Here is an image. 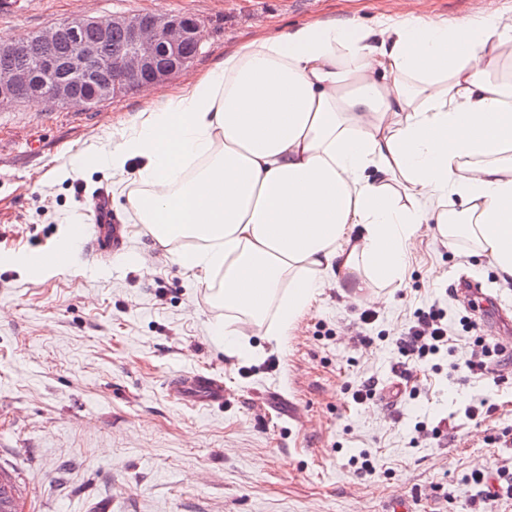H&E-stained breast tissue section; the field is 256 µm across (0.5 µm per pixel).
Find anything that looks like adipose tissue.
I'll return each mask as SVG.
<instances>
[{"instance_id": "adipose-tissue-1", "label": "adipose tissue", "mask_w": 512, "mask_h": 512, "mask_svg": "<svg viewBox=\"0 0 512 512\" xmlns=\"http://www.w3.org/2000/svg\"><path fill=\"white\" fill-rule=\"evenodd\" d=\"M512 9L311 21L238 44L60 170L131 172L127 209L222 313L284 337L326 279L374 301L422 225L512 279Z\"/></svg>"}]
</instances>
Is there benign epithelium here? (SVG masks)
<instances>
[{
    "label": "benign epithelium",
    "mask_w": 512,
    "mask_h": 512,
    "mask_svg": "<svg viewBox=\"0 0 512 512\" xmlns=\"http://www.w3.org/2000/svg\"><path fill=\"white\" fill-rule=\"evenodd\" d=\"M85 27L98 29L104 37L115 27H124L128 30V45L112 57L111 67L114 73L132 79L137 90L157 88L171 76L185 71L191 60L178 57L177 52L185 42L194 40L198 31L196 19L187 14H137L114 16L110 19L85 17L63 20L40 31L37 40L52 44L65 34L76 39ZM0 54L24 57L28 54V42H1ZM92 65L93 58L90 54L77 48L65 64L68 78L64 81L54 79L59 63L50 58H42L30 66L3 70L0 72V105L13 103L28 96L38 79L49 77L51 83L37 102L88 107L94 99L75 94L73 82L86 78Z\"/></svg>",
    "instance_id": "benign-epithelium-1"
}]
</instances>
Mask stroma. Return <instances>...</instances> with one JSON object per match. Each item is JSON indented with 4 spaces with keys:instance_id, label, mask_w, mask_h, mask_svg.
Instances as JSON below:
<instances>
[{
    "instance_id": "stroma-1",
    "label": "stroma",
    "mask_w": 512,
    "mask_h": 512,
    "mask_svg": "<svg viewBox=\"0 0 512 512\" xmlns=\"http://www.w3.org/2000/svg\"><path fill=\"white\" fill-rule=\"evenodd\" d=\"M155 0H17L0 15V39L23 38L66 19L151 13ZM207 34L169 92L207 71L237 44L314 19L371 20L394 0H167ZM147 97L134 90L95 107H0V468L14 479L23 512H466L467 477L512 457V364L501 379L457 382L452 366L474 336L512 337V287L472 241L448 247L422 232L400 287L380 289L376 320L363 302L327 282L285 341L242 325L253 356L230 357L212 334L216 311L190 272L132 215L110 258L83 245L51 269L29 252L55 250L70 223L88 224L100 195L124 201L130 175L86 168L55 177L96 140L129 130ZM476 288L485 308L468 331L457 297ZM446 312L452 355L439 372L413 373L408 392L368 407L349 389L396 374V340L417 309ZM373 336L355 344L358 332ZM222 376L224 402L185 406L170 391L180 374ZM490 412L471 421L466 404ZM439 427L417 436L411 418ZM369 452L375 474L351 456ZM451 471L442 482L443 471Z\"/></svg>"
}]
</instances>
